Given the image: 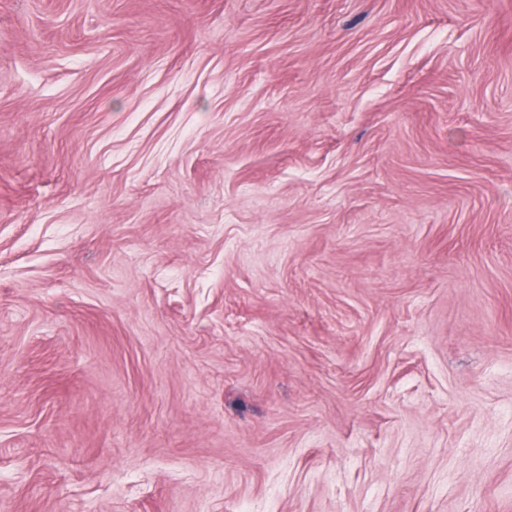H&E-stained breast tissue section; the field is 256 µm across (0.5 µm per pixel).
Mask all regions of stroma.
<instances>
[{"label":"stroma","mask_w":512,"mask_h":512,"mask_svg":"<svg viewBox=\"0 0 512 512\" xmlns=\"http://www.w3.org/2000/svg\"><path fill=\"white\" fill-rule=\"evenodd\" d=\"M0 512H512V0H0Z\"/></svg>","instance_id":"stroma-1"}]
</instances>
